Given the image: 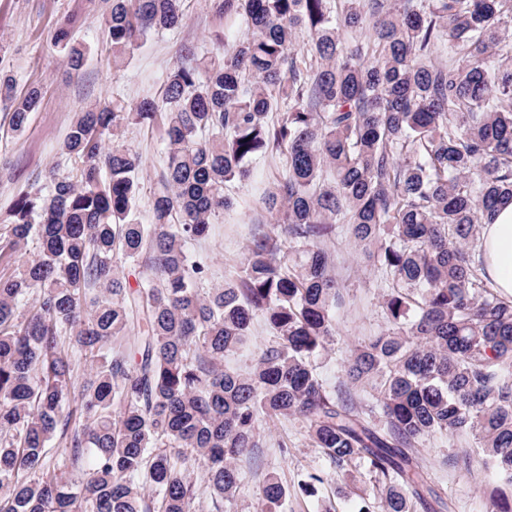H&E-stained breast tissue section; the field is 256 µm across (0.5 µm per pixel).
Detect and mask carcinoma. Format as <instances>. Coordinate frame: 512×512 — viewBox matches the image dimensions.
<instances>
[{
    "instance_id": "1",
    "label": "carcinoma",
    "mask_w": 512,
    "mask_h": 512,
    "mask_svg": "<svg viewBox=\"0 0 512 512\" xmlns=\"http://www.w3.org/2000/svg\"><path fill=\"white\" fill-rule=\"evenodd\" d=\"M181 2L111 0L113 65L181 26ZM211 2L224 44L189 51L159 103L79 113L62 144L79 174L52 169L0 210V260L18 258L0 277V512H196L200 481L218 509L259 423L281 416L375 475L358 512L431 508L418 451L434 434L472 438L512 483V299L472 246L512 202L508 0ZM56 40L80 70L71 23ZM40 101L0 73L11 132ZM130 124L164 133L149 224L134 218L142 157L118 143ZM274 156L285 169L256 202L273 230L203 287L193 244L234 207L226 187ZM338 224L387 288L386 328L344 365L366 411L312 365L336 332ZM119 262L144 269L137 288ZM259 314L272 343L249 372L224 367ZM287 492L267 476L263 512Z\"/></svg>"
}]
</instances>
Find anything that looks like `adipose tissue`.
<instances>
[{
	"instance_id": "ef3b65f1",
	"label": "adipose tissue",
	"mask_w": 512,
	"mask_h": 512,
	"mask_svg": "<svg viewBox=\"0 0 512 512\" xmlns=\"http://www.w3.org/2000/svg\"><path fill=\"white\" fill-rule=\"evenodd\" d=\"M479 249L485 271L496 288L512 295V204L500 207L493 223L485 225Z\"/></svg>"
}]
</instances>
